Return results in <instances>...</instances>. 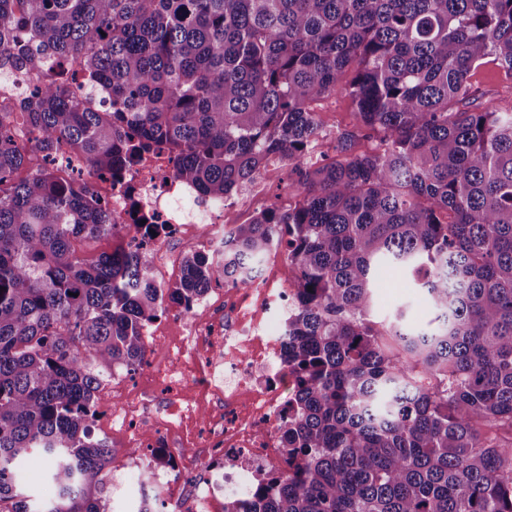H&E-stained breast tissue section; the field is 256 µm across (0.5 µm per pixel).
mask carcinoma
<instances>
[{
  "mask_svg": "<svg viewBox=\"0 0 512 512\" xmlns=\"http://www.w3.org/2000/svg\"><path fill=\"white\" fill-rule=\"evenodd\" d=\"M488 62L512 77V0H0V74L44 77L0 112V512H110L103 382L143 363L165 298L188 310L282 246L288 469L224 512H512V108L476 96ZM338 91L379 144L340 131L315 159L313 104ZM62 144L88 177L50 165ZM161 146L207 201L273 155L302 191L228 217L220 258L165 288L94 183ZM109 237L93 261L73 247ZM382 267L425 289L435 329L370 319ZM36 452L56 494L34 504L17 481Z\"/></svg>",
  "mask_w": 512,
  "mask_h": 512,
  "instance_id": "obj_1",
  "label": "carcinoma"
}]
</instances>
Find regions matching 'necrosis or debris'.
<instances>
[{
    "mask_svg": "<svg viewBox=\"0 0 512 512\" xmlns=\"http://www.w3.org/2000/svg\"><path fill=\"white\" fill-rule=\"evenodd\" d=\"M173 156L160 147L144 153L126 171L121 181H97L99 195L108 201L116 224L165 225L167 232L194 227L196 220L186 202L196 203L209 215L203 249L220 251L224 234L223 213L213 212L209 203L173 176ZM297 285L274 288L268 285H237L226 288L218 301L200 299L189 313L182 348L196 354L217 340L222 355L200 365L192 388L210 398L209 434L193 451H173L180 438L184 418L199 413L192 402H173L158 413L156 447L172 451L173 469L132 465L128 471L133 492L123 494L119 512H142L149 489L168 488L166 512H215L222 499L246 501L268 475L286 469L281 455L280 421L289 408L285 384L293 380L283 363L286 340L280 326L263 316L281 300L296 304ZM229 311L233 319L221 337H214L209 314Z\"/></svg>",
    "mask_w": 512,
    "mask_h": 512,
    "instance_id": "1",
    "label": "necrosis or debris"
}]
</instances>
